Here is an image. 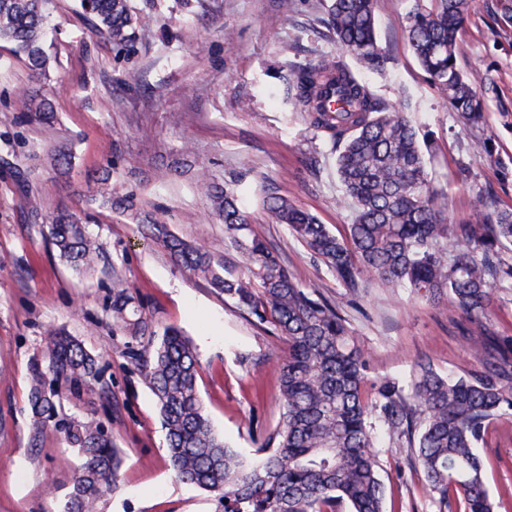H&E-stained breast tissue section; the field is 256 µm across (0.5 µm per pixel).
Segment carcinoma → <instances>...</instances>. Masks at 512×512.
<instances>
[{
	"label": "carcinoma",
	"mask_w": 512,
	"mask_h": 512,
	"mask_svg": "<svg viewBox=\"0 0 512 512\" xmlns=\"http://www.w3.org/2000/svg\"><path fill=\"white\" fill-rule=\"evenodd\" d=\"M47 0H0V41L46 74L43 49ZM83 15L129 58L139 49V28L128 0H80ZM470 0H413L405 31L414 56L466 127L485 121L487 78L477 92L457 67L456 44ZM336 42L371 72L390 57L378 41L374 0H328ZM288 88L310 125L336 147L343 202L353 213L346 233L334 234L289 198L270 193L263 207L288 227L346 288L361 293L362 275L378 288H407L433 304L449 300L470 318L463 335L485 332L478 315L495 289L512 284V206L476 194L474 219L447 223V202L428 169L436 146L404 112L377 99L344 65L322 61L292 69ZM103 203L142 225L177 264L203 278L269 328L287 346L281 360L282 421L268 443L248 459L214 432L200 398L199 364L188 338L174 327L159 342L132 353L154 393L170 462L183 481L215 494L224 512H384L376 451L379 430L410 448L431 499L443 509L494 512L476 448L489 423L512 411V336L488 351L486 371L450 377L420 362L408 379L369 377L358 338L336 304L295 281L281 255L241 205L236 183L201 186L224 222V238L244 258L246 272L224 275L202 245L173 234L137 195L99 177ZM48 235L76 270H93L100 251L81 216L61 210ZM112 328L138 339L151 335L146 317L125 289L112 294ZM100 380L97 359L74 338L48 333L42 360L32 366L29 407L34 434L50 421L81 459L62 512H98L102 495L117 487L122 458L112 436L94 419L58 420L62 390L72 393Z\"/></svg>",
	"instance_id": "obj_1"
}]
</instances>
